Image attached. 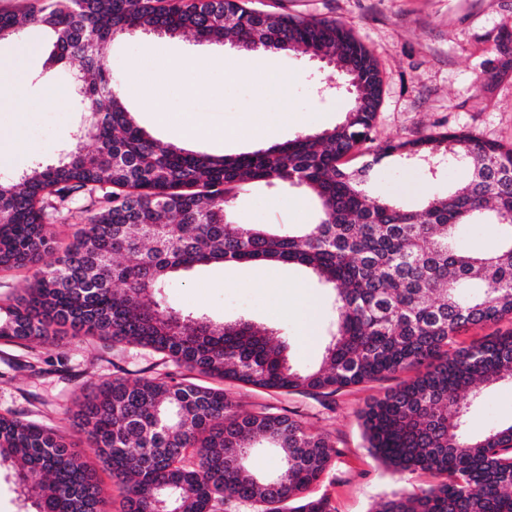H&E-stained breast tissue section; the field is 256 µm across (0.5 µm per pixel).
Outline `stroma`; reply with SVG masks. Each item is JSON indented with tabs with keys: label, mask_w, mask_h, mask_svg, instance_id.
Masks as SVG:
<instances>
[{
	"label": "stroma",
	"mask_w": 512,
	"mask_h": 512,
	"mask_svg": "<svg viewBox=\"0 0 512 512\" xmlns=\"http://www.w3.org/2000/svg\"><path fill=\"white\" fill-rule=\"evenodd\" d=\"M258 9L335 19L372 51L382 77V97L374 122V145L442 131L464 130L473 136L512 146V0H255ZM32 47L16 57L17 41H0V59L15 58L20 82L8 111L0 112V176L13 175L33 160L51 163L81 120L67 102L52 98L72 85L79 63L58 68L46 65L52 44L38 32L25 37ZM164 43L173 64L205 56L216 61L213 90L193 95L169 90L164 106L182 120L202 119L216 129L214 137L182 142L176 126L156 123L153 112L131 96L124 102L138 125L155 138L188 151L237 155L261 149L258 141L241 139L250 108H259L276 128L275 142L314 133L341 122L350 106L347 95L320 91L318 81L332 73L328 61L299 52L263 54L250 68L288 78V106L294 122L281 118L283 108L269 103L251 82L225 83L219 67L224 57L237 56L231 43H212L186 34L160 38L133 33L110 49L119 79L130 70L154 71L146 48ZM463 170L448 167L429 181L416 165L386 158L372 165L365 187L374 196L392 197L416 209L432 192H447L465 180ZM236 222L268 228L313 224L317 207L298 187L257 184L233 203ZM312 296L310 306L298 294ZM169 304L213 320H247L273 329L286 345L289 363L306 369L316 365L324 347L332 300L310 271L298 265L232 263L197 266L178 272L166 290ZM211 385L209 377L177 368L163 354L148 348L75 340L62 335L54 346L0 342V414L13 413L71 434L69 411L77 410L83 387L106 379L164 376ZM404 371L351 386L324 396L252 389L231 382L224 393L249 411L269 410L300 420L310 431L327 435L338 455L332 469L310 489L324 497L333 512H371L396 489L419 491L432 482L425 473L400 475L368 452L358 418L371 398L410 381ZM512 421V383L482 388L468 425L484 430Z\"/></svg>",
	"instance_id": "obj_1"
}]
</instances>
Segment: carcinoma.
I'll use <instances>...</instances> for the list:
<instances>
[{
  "label": "carcinoma",
  "instance_id": "1",
  "mask_svg": "<svg viewBox=\"0 0 512 512\" xmlns=\"http://www.w3.org/2000/svg\"><path fill=\"white\" fill-rule=\"evenodd\" d=\"M27 28L54 39L47 63L77 59L84 121L58 161L0 177V268L32 271L23 294L0 303V341L51 346L62 332L158 351L179 367L242 386L332 395L425 367L361 411L372 455L395 472H427L419 492L396 490L375 512H512V422L465 430L479 385L512 380V334L448 352L469 324L512 317V147L463 131L389 141L375 160L411 155L463 168L468 179L430 194L420 210L373 197L340 159L370 149L382 78L371 51L335 20L265 12L252 0H45L0 13V40ZM143 32L231 39L246 57L301 51L329 58L353 89L345 119L320 133L251 153L186 152L152 137L126 108L111 43ZM90 140L94 147L86 149ZM303 187L319 220L280 234L237 224L248 187ZM84 224L61 245L55 225ZM490 216V250L459 245V227ZM277 261L311 269L334 292L336 319L321 365L300 370L273 332L216 322L167 305L171 276L195 266ZM118 487L123 512H331L309 488L330 469L329 437L298 419L250 412L224 390L163 378L90 386L72 422ZM275 449L257 474V441ZM19 512H102L103 489L54 429L0 415V469Z\"/></svg>",
  "mask_w": 512,
  "mask_h": 512
}]
</instances>
